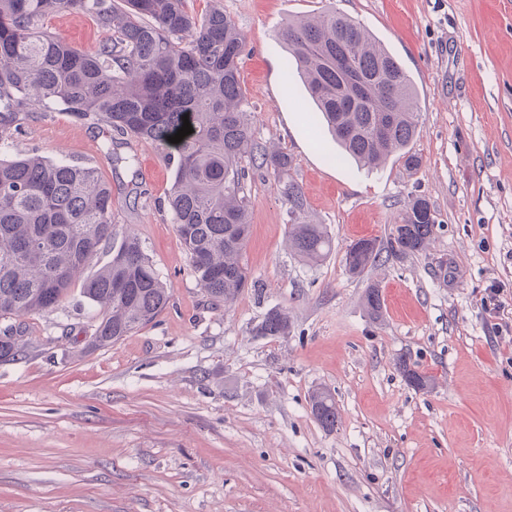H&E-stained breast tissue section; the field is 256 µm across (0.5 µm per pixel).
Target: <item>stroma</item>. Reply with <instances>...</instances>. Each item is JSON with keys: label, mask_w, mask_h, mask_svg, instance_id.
<instances>
[{"label": "stroma", "mask_w": 512, "mask_h": 512, "mask_svg": "<svg viewBox=\"0 0 512 512\" xmlns=\"http://www.w3.org/2000/svg\"><path fill=\"white\" fill-rule=\"evenodd\" d=\"M187 5L221 6L243 32L253 137L291 155L309 217L335 249L302 262L277 179L251 167L250 284L214 305L166 205L165 150L128 136L111 158L96 118L25 119L6 155L95 166L117 232L139 235L172 296L106 348L87 347L93 310L79 294L23 319L25 355L0 362V512H512V0ZM325 10L367 28L407 70L419 166L394 157L361 169L317 123L277 32ZM43 27L87 51L106 37L89 15L55 13ZM420 196L436 218L427 248L351 275L346 245L386 242ZM371 282L385 300L377 323L364 306ZM274 307L289 336L253 335ZM402 357L428 388L407 383ZM319 388L336 399L335 430L311 412Z\"/></svg>", "instance_id": "stroma-1"}]
</instances>
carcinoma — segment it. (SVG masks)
<instances>
[{"mask_svg":"<svg viewBox=\"0 0 512 512\" xmlns=\"http://www.w3.org/2000/svg\"><path fill=\"white\" fill-rule=\"evenodd\" d=\"M88 14L109 32L89 53L46 33L43 19L57 12ZM279 36L338 146L375 169L397 154L420 164L409 145L420 112L407 72L372 34L334 11L319 20L292 21ZM245 38L224 9L201 15L187 0H0V144L30 114L56 107L93 116L113 136L133 135L177 154L168 206L197 281L215 303L233 301L248 286L242 254L250 235V197L244 162L275 175L288 206V245L306 263L326 259L333 241L326 227L306 220L308 202L291 174L292 157L268 152L253 138L250 105L240 82ZM189 116L193 132L168 137ZM434 210L417 197L391 225L389 257L422 251L433 235ZM112 185L96 168L37 154L0 158V362L22 349L16 321L54 310L80 285L95 309L90 345L103 348L151 322L168 304L171 288L141 240L126 234L114 244ZM106 253L90 277L85 269ZM375 238L351 242L345 266L362 275L379 259ZM376 322L383 313L379 285L365 290ZM288 313L271 308L252 333L289 335ZM320 425L333 430L336 402L327 389L311 398Z\"/></svg>","mask_w":512,"mask_h":512,"instance_id":"1","label":"carcinoma"}]
</instances>
